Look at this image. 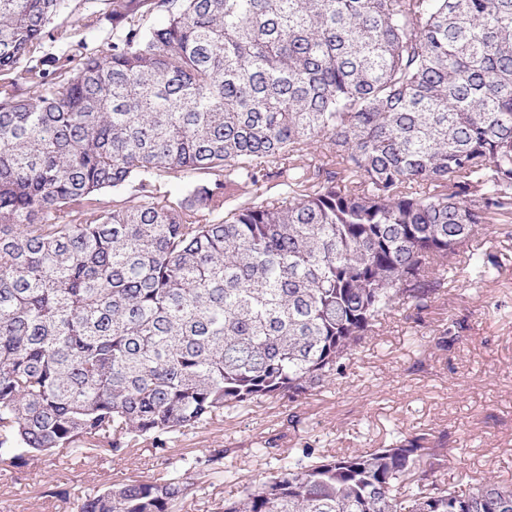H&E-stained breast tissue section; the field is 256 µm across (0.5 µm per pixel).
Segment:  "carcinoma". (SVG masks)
I'll return each mask as SVG.
<instances>
[{
  "label": "carcinoma",
  "instance_id": "obj_1",
  "mask_svg": "<svg viewBox=\"0 0 512 512\" xmlns=\"http://www.w3.org/2000/svg\"><path fill=\"white\" fill-rule=\"evenodd\" d=\"M69 2L0 0V459L162 450L306 396L379 316L487 274L512 0ZM223 459L77 512H178L187 475L236 482ZM425 460L448 465L421 436L290 448L222 512H512V486Z\"/></svg>",
  "mask_w": 512,
  "mask_h": 512
}]
</instances>
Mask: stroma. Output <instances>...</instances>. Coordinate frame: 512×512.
I'll use <instances>...</instances> for the list:
<instances>
[{
	"label": "stroma",
	"mask_w": 512,
	"mask_h": 512,
	"mask_svg": "<svg viewBox=\"0 0 512 512\" xmlns=\"http://www.w3.org/2000/svg\"><path fill=\"white\" fill-rule=\"evenodd\" d=\"M477 246L489 258L483 281L448 277L426 308L388 313L337 385L227 414L162 451L144 441L119 457L87 445L63 459L0 460V512H74L87 494L163 476L169 461L217 448L226 451L225 468L253 483L275 464L268 448L310 444L333 455L384 447L402 434L443 445L444 482L491 476L512 484V219L490 224ZM236 493L233 484L195 476L180 510L217 512Z\"/></svg>",
	"instance_id": "35a3bbf8"
}]
</instances>
